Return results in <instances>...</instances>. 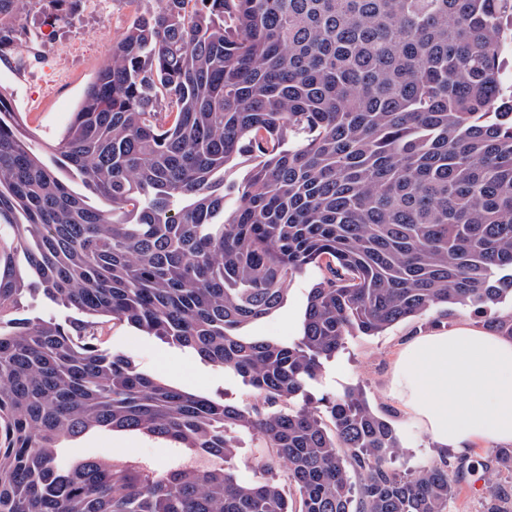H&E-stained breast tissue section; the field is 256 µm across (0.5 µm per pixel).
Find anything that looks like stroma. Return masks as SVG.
<instances>
[{
    "label": "stroma",
    "instance_id": "1",
    "mask_svg": "<svg viewBox=\"0 0 512 512\" xmlns=\"http://www.w3.org/2000/svg\"><path fill=\"white\" fill-rule=\"evenodd\" d=\"M147 0H80L68 22H53L50 0H31L10 26L14 40L0 53V93L19 112L32 134L34 146L49 153L69 124L89 84L106 61L116 40L135 12L148 9ZM318 267H308L288 287L285 303L268 317L252 324L249 332L281 341L300 334L311 288L320 281ZM494 307L477 312L456 308L453 315L432 324L430 315L409 318L381 334L347 337L336 356L323 364L306 392L313 398L341 395L362 389L374 411L398 431L401 448L395 461L403 471H415L438 460L441 450L431 437L388 398L394 360L409 338L447 331L462 325L482 326ZM105 346L130 357L137 368L179 390L241 406L252 402L244 379L202 360L193 350L179 347L126 324L111 328ZM79 454L114 456L154 467L172 463V443L135 432L113 431L84 438Z\"/></svg>",
    "mask_w": 512,
    "mask_h": 512
}]
</instances>
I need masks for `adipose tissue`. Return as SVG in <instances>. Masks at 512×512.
<instances>
[{"label":"adipose tissue","instance_id":"ef3b65f1","mask_svg":"<svg viewBox=\"0 0 512 512\" xmlns=\"http://www.w3.org/2000/svg\"><path fill=\"white\" fill-rule=\"evenodd\" d=\"M388 396L453 457L478 442L512 444V339L472 326L414 337Z\"/></svg>","mask_w":512,"mask_h":512}]
</instances>
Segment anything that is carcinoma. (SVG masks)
Returning a JSON list of instances; mask_svg holds the SVG:
<instances>
[{"instance_id":"cac0c4a2","label":"carcinoma","mask_w":512,"mask_h":512,"mask_svg":"<svg viewBox=\"0 0 512 512\" xmlns=\"http://www.w3.org/2000/svg\"><path fill=\"white\" fill-rule=\"evenodd\" d=\"M51 2L66 22L78 0ZM27 3L0 0V49ZM53 153L0 94V512H447L479 471L485 512H512L495 481L512 448L401 473L400 436L361 391L296 403L354 331L512 300V0H155ZM311 265L300 336L248 335ZM28 296L80 317H28ZM118 322L257 401L138 370L103 348ZM483 326L512 338V305ZM92 431L183 454L61 465ZM239 434L264 449L249 483L223 465Z\"/></svg>"}]
</instances>
